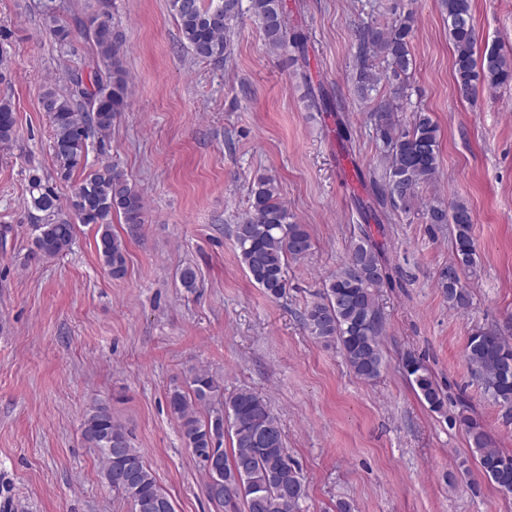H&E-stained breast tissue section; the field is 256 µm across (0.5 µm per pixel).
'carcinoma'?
Wrapping results in <instances>:
<instances>
[{
  "instance_id": "obj_1",
  "label": "carcinoma",
  "mask_w": 512,
  "mask_h": 512,
  "mask_svg": "<svg viewBox=\"0 0 512 512\" xmlns=\"http://www.w3.org/2000/svg\"><path fill=\"white\" fill-rule=\"evenodd\" d=\"M448 34L453 45V72L457 90L470 99L479 90L494 89L512 82V55L496 47L477 54L476 31L471 0H441ZM249 9L261 24L269 49L278 53L293 49V63H306L307 36L290 27L282 0H250ZM241 0H170V11L183 40L194 56L219 65L231 54ZM46 27L61 46L70 44L71 29L61 23L55 0H41ZM416 19L407 13L384 24H367L356 32L365 56L357 74L358 89L365 93L386 81L396 83V93L413 67L411 41ZM96 48L103 68L83 77L69 74L65 93L47 89L40 98L52 127V150L58 175L70 180L85 169L89 141L105 138L129 99L128 73L121 60V40L112 22L97 17L82 27ZM311 105L330 112L332 105L322 89L308 88ZM395 100L381 102L374 111L375 134L386 148L383 185L376 188V203L360 200L359 207L379 222L375 204L388 200L406 206L420 185L435 179L440 165V130L427 112H416L406 129H398ZM16 137V118L10 100L0 99V147ZM30 207L43 213L34 225L36 254L54 259L70 251L75 225L61 216L55 191L34 173L29 177ZM69 207L82 224L96 227L98 253L114 279L127 273L125 243L112 233V218L136 227L144 223V199L129 182L126 173L109 160H102L78 185ZM431 224L454 225L455 260L441 273L440 287L453 307H465L470 295L460 285L457 270L476 265V249L471 235L473 219L463 204L452 207L435 201L427 206ZM234 241L243 269L251 283L272 299L283 297L288 288V264L304 258L312 249V238L303 224L292 220L272 176L254 182L249 207L234 225ZM180 285L192 292L197 288L196 269L185 264L176 272ZM393 270L387 265L371 234L352 248L342 270L334 275L318 299L302 314L305 328L316 340L339 347L352 372L359 378L377 379L384 367L380 347L381 316L376 291L393 287ZM466 361L483 392L512 414V373L501 374L502 364L512 360V344L492 331L471 336ZM408 375L422 402L442 413L453 399L443 393L428 369L419 361L406 362ZM219 381L207 371L197 370L167 394L171 414L176 418L185 446L190 448L206 477H212L211 461L220 462L225 483L245 488L214 500L224 512H299L305 489L300 469L288 455L278 417L265 399L249 389H241L224 399L221 407L201 417L197 406L220 395ZM452 421L465 427L471 455L482 474L498 488L512 490V454L493 446L482 427L460 411ZM230 436L232 451L224 448ZM82 436L101 459V475L107 484L117 472L131 475V489L121 495L133 503L134 512H175L171 497L158 485L140 449L134 447L125 428L115 423L105 405L94 407L82 423Z\"/></svg>"
}]
</instances>
